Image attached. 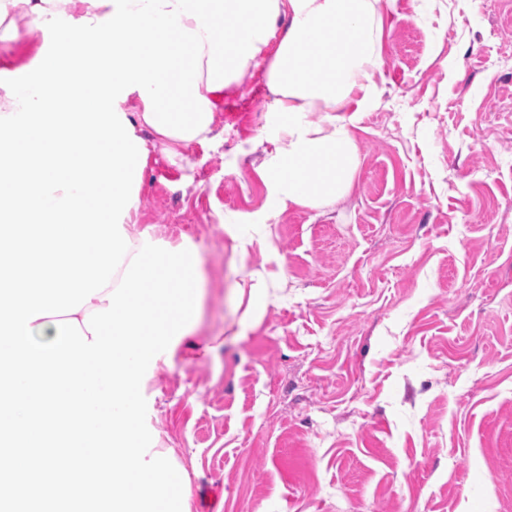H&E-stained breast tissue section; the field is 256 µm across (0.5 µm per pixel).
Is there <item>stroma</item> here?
<instances>
[{
    "instance_id": "stroma-1",
    "label": "stroma",
    "mask_w": 512,
    "mask_h": 512,
    "mask_svg": "<svg viewBox=\"0 0 512 512\" xmlns=\"http://www.w3.org/2000/svg\"><path fill=\"white\" fill-rule=\"evenodd\" d=\"M377 8L378 95L345 197L267 218L257 74L225 92L220 141L149 152L138 224L193 243L194 341L224 340L141 387L191 512H512V0ZM14 25L8 73L50 43ZM229 224L254 235L246 252Z\"/></svg>"
}]
</instances>
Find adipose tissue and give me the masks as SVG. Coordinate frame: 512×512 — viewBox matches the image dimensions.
I'll return each instance as SVG.
<instances>
[{
    "mask_svg": "<svg viewBox=\"0 0 512 512\" xmlns=\"http://www.w3.org/2000/svg\"><path fill=\"white\" fill-rule=\"evenodd\" d=\"M32 17L34 6L73 19L102 18L113 5L89 0H8ZM378 0H278L275 49L261 48L248 68L263 67L269 97L263 107L278 146L264 163L265 210L320 208L346 195L361 166L354 135L376 89L381 43ZM320 120H311V113Z\"/></svg>",
    "mask_w": 512,
    "mask_h": 512,
    "instance_id": "ef3b65f1",
    "label": "adipose tissue"
}]
</instances>
